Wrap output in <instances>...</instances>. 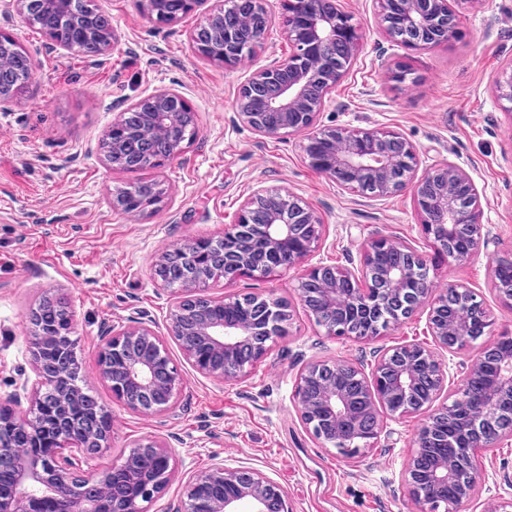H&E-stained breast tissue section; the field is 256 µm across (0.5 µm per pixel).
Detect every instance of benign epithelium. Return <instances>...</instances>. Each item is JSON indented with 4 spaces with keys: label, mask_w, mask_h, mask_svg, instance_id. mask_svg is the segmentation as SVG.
Wrapping results in <instances>:
<instances>
[{
    "label": "benign epithelium",
    "mask_w": 512,
    "mask_h": 512,
    "mask_svg": "<svg viewBox=\"0 0 512 512\" xmlns=\"http://www.w3.org/2000/svg\"><path fill=\"white\" fill-rule=\"evenodd\" d=\"M374 3L376 25L387 41L427 50L456 36L462 11L478 0ZM58 4L59 0H0V15L18 13L31 21ZM245 4L237 11L239 21L230 24L224 0H142L148 18L158 24L174 26L190 13L204 14L189 33L190 48L226 68L239 66L264 48L273 30L268 0H245ZM287 13L284 34L291 51L250 73L235 100L240 119L262 136L303 135L309 164L338 186L362 180L375 183L378 196L410 192L422 229L436 250L452 262L467 261L482 239V225L470 219L478 209L479 191L468 173L452 161L439 160L418 174L417 149L395 133L317 128L319 115L345 74L333 64L336 50L357 54L360 28L340 0H288ZM70 23L80 45L73 46L61 33H48L53 46L67 51L77 48L97 57L118 42L114 27L102 30L100 21L86 11L75 13ZM13 50L24 58L28 74L34 75V61L18 38L0 29V110L9 106L19 89L13 85L14 71L5 58ZM126 111L140 113L161 152L142 156L130 151L121 112L103 138L105 161L114 170L166 165L182 154L188 132L196 130L195 110L174 88L155 89L131 102ZM459 184L470 187L469 198L456 194ZM119 197L113 195L112 207L126 215H141L161 202L158 195L151 203L136 206L119 202ZM256 209L266 211L267 223H250ZM323 230L321 216L290 192L257 189L225 226L221 247L212 245L201 252L192 240L158 254L154 276L164 289L169 282L162 270L179 263L187 268L169 317V335L180 343L202 342L218 357L215 362L201 355L188 359L196 372L219 382L245 376L290 318L288 308L270 298L226 295L217 300L204 294L214 268H220L226 288L242 276L296 270L317 250ZM460 236L470 240L464 256L454 248ZM389 244L378 239L366 246L369 264L350 271L357 288L349 294L336 283V267L319 264L306 270L298 284L302 304L327 335L339 337L379 336L419 314L425 317L434 347H392L369 372L348 362L311 361L297 377L294 400L303 423L324 446L360 452L378 439L387 419L426 412L449 393L451 402L428 416L427 428L437 434L438 418L459 420L465 447L459 449L453 465L431 471L422 491L417 474L427 443L417 436L407 480L415 512H459L475 496L481 481L474 451L512 441V350L500 348L496 341L483 348L466 371L464 388L458 393L448 391V376L438 353L454 352L453 343L467 336L472 324L488 334L490 312L461 284L435 292L426 255L409 245H397L394 264H379L377 254ZM36 313L35 307L26 313L31 375L8 398L0 399V472L10 475V485H0V512H100L98 494L118 473L128 474L151 495L159 494L174 473L172 448L161 440L133 446L110 469L83 474L86 456L103 448L107 434L96 435L94 417L83 421L75 417L73 409L91 399L79 382L69 378L70 372L80 370L79 362L70 343L53 360L40 356V342L51 332ZM114 353L125 354L123 366L110 365L109 356ZM489 363L496 366L493 383L474 387ZM98 369L112 397L141 414L171 410L183 384L161 336L144 322L109 330ZM338 369L351 375L356 395L331 384ZM48 430L58 433L59 443L50 460L28 444H16L20 432L37 438ZM190 503L196 504V512H289L286 492L277 482L258 470L228 466L217 458L188 478L183 500L174 512H188ZM112 510L142 512L137 498L115 483Z\"/></svg>",
    "instance_id": "7a95c632"
}]
</instances>
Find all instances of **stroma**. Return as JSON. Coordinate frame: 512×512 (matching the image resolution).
<instances>
[{
  "label": "stroma",
  "instance_id": "1",
  "mask_svg": "<svg viewBox=\"0 0 512 512\" xmlns=\"http://www.w3.org/2000/svg\"><path fill=\"white\" fill-rule=\"evenodd\" d=\"M96 2L119 36L98 57L54 48L20 15L0 16V28L17 34L35 63L33 82L0 111V397L30 369L25 312L53 291L73 315L80 382L111 415L108 441L84 470L109 468L150 439L174 448L175 473L145 512H171L188 477L216 457L271 477L287 493L290 512H413L404 472L424 415L389 421L371 448L350 457L309 432L293 396L311 360L368 367L393 346L430 345L423 318L372 339L330 336L300 301L298 271L242 277L230 290L287 301L292 317L242 380L219 383L198 374L169 337L176 295L156 285L151 267L163 250L223 236L253 191L285 188L326 225L306 266H359L365 243L383 237L411 244L426 255L436 288L456 282L484 301L490 339L512 335V300L500 298L489 278L493 259L512 258V114L496 97L497 82L512 75V0H479L464 12L459 37L428 50L380 37L372 0H342L363 39L318 120L322 128L397 132L416 147L421 165L444 158L465 169L479 190V222L489 239L462 265L432 247L410 193L377 197L338 187L309 166L303 136L264 137L239 118L234 101L250 72L289 50L282 30L256 57L228 69L191 51L188 35L201 14L172 27L152 22L140 0ZM162 87L179 90L194 107L195 138L164 168L112 170L101 150L107 127ZM141 180L161 182L157 209L138 216L113 210L114 191ZM138 319L164 337L184 378L174 412H133L98 376L101 336ZM476 460L483 480L461 512L512 506V444L480 449Z\"/></svg>",
  "mask_w": 512,
  "mask_h": 512
}]
</instances>
